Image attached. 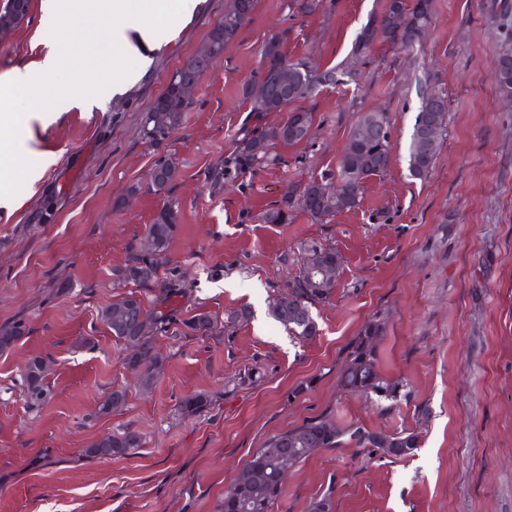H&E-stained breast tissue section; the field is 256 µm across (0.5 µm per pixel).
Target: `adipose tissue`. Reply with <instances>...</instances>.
<instances>
[{"label":"adipose tissue","mask_w":512,"mask_h":512,"mask_svg":"<svg viewBox=\"0 0 512 512\" xmlns=\"http://www.w3.org/2000/svg\"><path fill=\"white\" fill-rule=\"evenodd\" d=\"M83 13L98 15L108 21L109 26L104 32L103 50L109 51L118 47L128 54L136 55L138 65L112 78V90L120 94L138 81L145 57L137 56L135 47L130 43L129 31L138 32L144 44L158 45L172 27L171 21L159 17L158 0H76Z\"/></svg>","instance_id":"obj_1"}]
</instances>
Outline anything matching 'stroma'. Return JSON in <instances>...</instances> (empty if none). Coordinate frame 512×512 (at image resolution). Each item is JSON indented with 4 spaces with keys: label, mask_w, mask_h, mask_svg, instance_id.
<instances>
[{
    "label": "stroma",
    "mask_w": 512,
    "mask_h": 512,
    "mask_svg": "<svg viewBox=\"0 0 512 512\" xmlns=\"http://www.w3.org/2000/svg\"><path fill=\"white\" fill-rule=\"evenodd\" d=\"M385 0H256L252 21L190 96L177 131L149 144L141 119L174 71L224 18L229 0H201L168 41L146 49L150 65L125 95L113 74L135 67L123 50L90 59L103 21L61 6L48 29L43 0L0 36V82L38 69L56 52L60 84L45 111L28 92L0 99L22 120L0 129V328L28 333L0 354V512H218L225 490L271 436L326 417L341 430L420 433L404 458L350 445L292 467L273 512H512V102L492 73L512 33V0H433L420 45L381 43L353 60L356 36ZM287 32L288 56L335 71L338 84L296 101L313 112L304 141L277 146L280 165L226 179L239 142L286 120L258 114L243 95L265 41ZM93 83L88 107L77 87ZM441 92L448 125L430 174L410 175L408 145L421 93ZM387 112L388 171L370 178L359 208L327 224L293 211L267 224L289 181L328 180L360 113ZM175 159L168 197L178 233L160 259L163 286H145L148 310L164 314L155 338L166 358L151 388L128 367L123 342L98 320L125 290L114 272L150 223L160 197L156 162ZM336 249L329 298L312 308L318 334L289 335L269 306L298 274L305 252ZM71 285L57 294L59 283ZM248 309L247 321L235 314ZM206 314L218 331L186 324ZM382 322L378 368L402 382L397 401L343 392L339 373L354 338ZM44 358L51 400L30 411L21 394L26 361ZM125 406L98 407L113 389ZM206 399L186 417L185 398ZM138 431L142 447L92 458V442Z\"/></svg>",
    "instance_id": "stroma-1"
}]
</instances>
